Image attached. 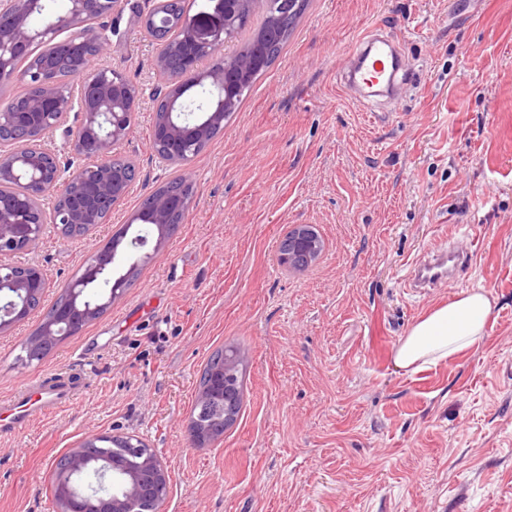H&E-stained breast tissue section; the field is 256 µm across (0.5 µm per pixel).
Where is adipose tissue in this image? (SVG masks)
I'll return each mask as SVG.
<instances>
[{
	"label": "adipose tissue",
	"mask_w": 512,
	"mask_h": 512,
	"mask_svg": "<svg viewBox=\"0 0 512 512\" xmlns=\"http://www.w3.org/2000/svg\"><path fill=\"white\" fill-rule=\"evenodd\" d=\"M493 309V298L481 288L433 307L400 340L393 358L395 367L416 372L478 348L486 338Z\"/></svg>",
	"instance_id": "obj_1"
}]
</instances>
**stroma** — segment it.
<instances>
[{"label":"stroma","instance_id":"1","mask_svg":"<svg viewBox=\"0 0 512 512\" xmlns=\"http://www.w3.org/2000/svg\"><path fill=\"white\" fill-rule=\"evenodd\" d=\"M148 0H121L99 64L145 97L118 153L138 177L86 238L47 227L13 264L47 274L40 309L0 335V402L76 380L72 405L0 435V512H57L58 459L89 434L135 435L171 466L161 512H512V0H309L238 112L188 164L194 199L123 296L41 360L23 347L65 286L144 197L177 176L150 147L160 44ZM399 36L405 94L375 111L344 84L364 35ZM319 258L278 262L292 227ZM477 244L456 281L404 280L441 237ZM482 288V345L416 373L395 368L410 325ZM246 357L242 410L198 446L201 371ZM299 242L307 246L304 252L297 251L296 244ZM287 246V249L280 253V264L288 267V269L299 270L318 256L322 248V242L312 226L299 224L288 232Z\"/></svg>","mask_w":512,"mask_h":512}]
</instances>
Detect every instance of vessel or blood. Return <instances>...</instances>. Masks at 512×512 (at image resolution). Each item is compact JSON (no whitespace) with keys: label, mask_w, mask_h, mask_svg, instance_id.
Returning a JSON list of instances; mask_svg holds the SVG:
<instances>
[{"label":"vessel or blood","mask_w":512,"mask_h":512,"mask_svg":"<svg viewBox=\"0 0 512 512\" xmlns=\"http://www.w3.org/2000/svg\"><path fill=\"white\" fill-rule=\"evenodd\" d=\"M355 54L357 63L348 77L349 88H363L370 95L378 96L392 91L401 70V46L395 40H383L371 33L358 43ZM478 254L476 245L458 248L438 245L427 252L425 258L412 266L405 281L410 292L417 293L434 288L456 275L462 267L472 265ZM45 401L37 404L35 411H56L70 406L76 395L71 385L58 382L44 387Z\"/></svg>","instance_id":"b4317fda"}]
</instances>
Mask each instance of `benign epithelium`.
Masks as SVG:
<instances>
[{
    "mask_svg": "<svg viewBox=\"0 0 512 512\" xmlns=\"http://www.w3.org/2000/svg\"><path fill=\"white\" fill-rule=\"evenodd\" d=\"M45 0H0V86L18 79L26 81L28 92L11 109L0 111V256L35 248L46 223L66 237H85L104 223L105 214L119 202L133 184V163L113 151L131 132L130 115L136 112L141 91L130 92L125 76L109 68H92L87 58L106 54L107 38L95 23L109 18L120 0H67L58 19L35 26L31 19L41 12ZM259 0H207L198 15L174 20L164 0H154L144 21L158 35L173 30L181 33L178 44H190L194 53L182 54L180 76L156 95L151 149L167 164L177 165L180 156L207 142L210 130L224 124V113L232 110L241 88L262 68L277 39L268 28L225 63L200 69L203 60L216 57L233 39V27L246 10ZM70 32L65 40L57 36ZM31 57L20 72L17 58ZM70 79L63 87L58 73ZM208 92L202 106L189 109V94L199 85ZM40 122L46 136L63 129L66 155L62 156L25 141L33 132L25 116ZM27 180L29 190L20 198L9 193L12 183ZM181 187L150 194L133 215V224H157L161 235L153 253L164 244L168 228L181 223L193 201L192 172L182 169ZM53 195L52 214L41 200ZM150 240L132 237L129 248L138 258ZM322 242L316 230L299 224L288 232V247L280 253V264L299 270L320 253ZM86 281L102 278L116 282L110 300L123 296L127 274L107 259L86 266ZM48 287L47 274L34 266L17 267L0 261V332L25 317L35 300ZM69 309L58 307L26 343L29 359L37 360L68 334L63 323ZM106 440L91 434L66 454L64 466L54 474L58 512H160L167 497L171 470L162 457L139 437L128 436L122 449L124 459L86 455L89 443Z\"/></svg>",
    "mask_w": 512,
    "mask_h": 512,
    "instance_id": "benign-epithelium-1",
    "label": "benign epithelium"
}]
</instances>
